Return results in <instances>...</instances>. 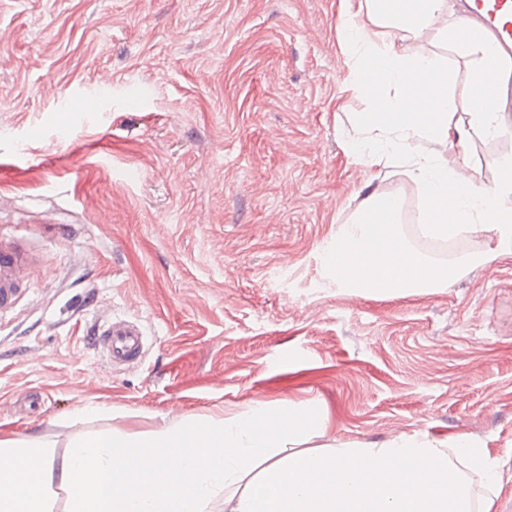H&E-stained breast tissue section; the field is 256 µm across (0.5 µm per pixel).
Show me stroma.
<instances>
[{
	"label": "stroma",
	"instance_id": "1",
	"mask_svg": "<svg viewBox=\"0 0 512 512\" xmlns=\"http://www.w3.org/2000/svg\"><path fill=\"white\" fill-rule=\"evenodd\" d=\"M343 0H0V240L43 259L0 314V437L150 430L254 403L307 412L324 443L461 435L512 512V256L429 294L340 288L322 253L370 191L419 193L347 156L367 101ZM85 93L84 109L63 100ZM138 322L111 368L91 324Z\"/></svg>",
	"mask_w": 512,
	"mask_h": 512
}]
</instances>
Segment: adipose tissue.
<instances>
[{"instance_id":"ef3b65f1","label":"adipose tissue","mask_w":512,"mask_h":512,"mask_svg":"<svg viewBox=\"0 0 512 512\" xmlns=\"http://www.w3.org/2000/svg\"><path fill=\"white\" fill-rule=\"evenodd\" d=\"M446 0H361L344 8L337 31L355 88L371 98L357 113L345 152L374 165L397 163L424 200L421 228L436 240L484 233L488 251L434 264L400 234L401 200L372 191L339 225L325 262L341 287L423 293L442 279L512 254V158L485 178L468 151L472 135L512 132L503 113L479 106L482 77L507 71L478 25L449 28ZM433 33L469 64L471 92L421 43ZM292 408L193 417L148 431L106 430L72 439L63 459L37 435L0 439V512H492L496 465L463 437L399 435L384 446L300 451L307 426ZM292 447L288 459L272 449ZM486 490L472 498L471 476Z\"/></svg>"}]
</instances>
